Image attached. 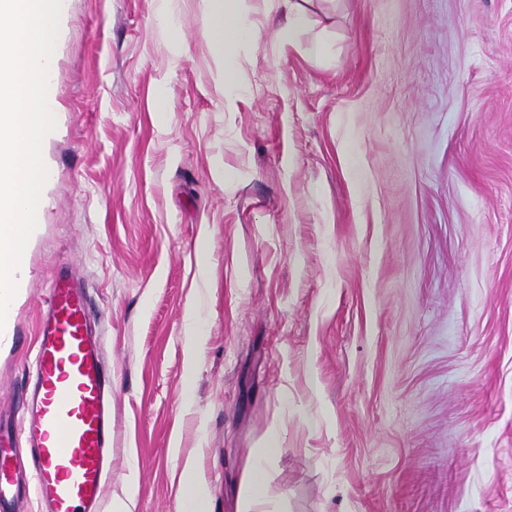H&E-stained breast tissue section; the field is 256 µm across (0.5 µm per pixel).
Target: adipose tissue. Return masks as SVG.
I'll list each match as a JSON object with an SVG mask.
<instances>
[{"label":"adipose tissue","instance_id":"1","mask_svg":"<svg viewBox=\"0 0 512 512\" xmlns=\"http://www.w3.org/2000/svg\"><path fill=\"white\" fill-rule=\"evenodd\" d=\"M238 2L239 0H210L206 34L216 52L227 61L231 60L238 44L255 40L257 36L252 19L240 10ZM279 450L278 433H270L265 447L250 462L238 512H252L253 504L261 500L267 469ZM178 512H211L209 486L190 462L185 463L182 470Z\"/></svg>","mask_w":512,"mask_h":512}]
</instances>
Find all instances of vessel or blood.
<instances>
[{
    "instance_id": "vessel-or-blood-1",
    "label": "vessel or blood",
    "mask_w": 512,
    "mask_h": 512,
    "mask_svg": "<svg viewBox=\"0 0 512 512\" xmlns=\"http://www.w3.org/2000/svg\"><path fill=\"white\" fill-rule=\"evenodd\" d=\"M82 278L58 266L39 306L33 366L22 414L0 425V447L24 442L21 470L0 457V512H16V494L34 496L43 512H100L112 452V372L93 324Z\"/></svg>"
}]
</instances>
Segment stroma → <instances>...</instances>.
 Returning <instances> with one entry per match:
<instances>
[{"instance_id": "stroma-1", "label": "stroma", "mask_w": 512, "mask_h": 512, "mask_svg": "<svg viewBox=\"0 0 512 512\" xmlns=\"http://www.w3.org/2000/svg\"><path fill=\"white\" fill-rule=\"evenodd\" d=\"M296 2L287 42L240 0L236 99L205 0H66L0 415L68 263L113 373L103 512L133 463L130 512H177L189 459L237 512L273 431L254 512H512V0ZM185 354H186V375H193L195 360L199 348L202 346L206 337V331L203 328L197 314L190 310L185 318ZM278 432H271L266 445L256 453L249 465L248 478L241 492L238 512H252V505L261 500L264 494L267 469L280 451Z\"/></svg>"}]
</instances>
